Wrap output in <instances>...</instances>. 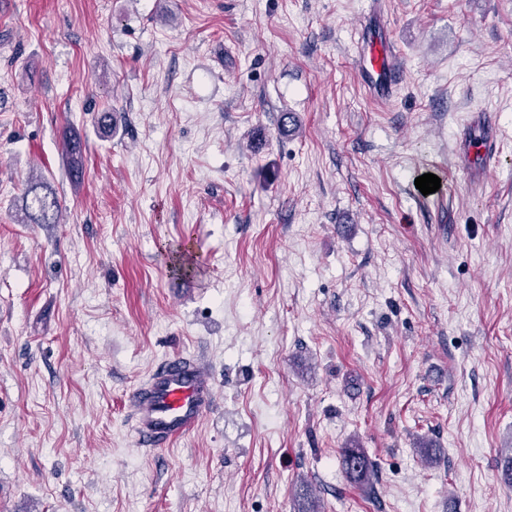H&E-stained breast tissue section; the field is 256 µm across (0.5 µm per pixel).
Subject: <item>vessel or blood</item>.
Masks as SVG:
<instances>
[{
  "label": "vessel or blood",
  "mask_w": 512,
  "mask_h": 512,
  "mask_svg": "<svg viewBox=\"0 0 512 512\" xmlns=\"http://www.w3.org/2000/svg\"><path fill=\"white\" fill-rule=\"evenodd\" d=\"M357 73L374 99L389 97L398 83L400 67L395 51L386 38L368 27L358 45ZM476 121L487 137L476 146L469 137H462L461 152L468 173L479 176L496 161V143L491 135L494 114L479 110ZM128 403L137 446L167 447L191 433L213 410L214 377L201 358L174 356L158 366L145 385L131 392Z\"/></svg>",
  "instance_id": "b4317fda"
}]
</instances>
